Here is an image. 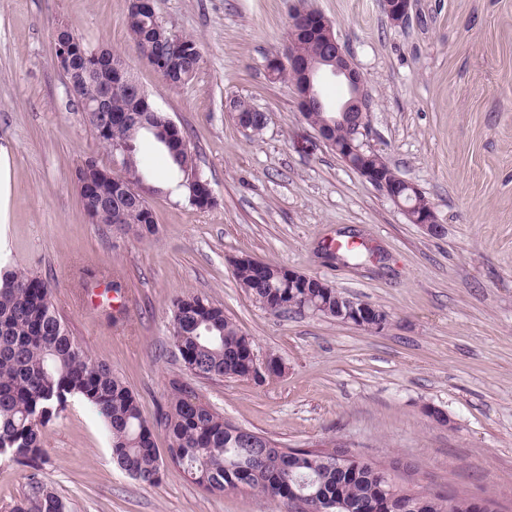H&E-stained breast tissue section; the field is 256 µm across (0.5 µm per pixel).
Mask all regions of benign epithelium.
<instances>
[{"mask_svg":"<svg viewBox=\"0 0 512 512\" xmlns=\"http://www.w3.org/2000/svg\"><path fill=\"white\" fill-rule=\"evenodd\" d=\"M411 0H382L384 12L395 24L403 22L409 13ZM79 56H86L79 40H55V63L58 69L67 75L73 74V64ZM266 68L271 77H279V71L287 70L289 84L297 97L302 114L309 112H330L324 128L317 129L319 137L362 178L386 193L396 204L403 207L409 221L423 226L436 234L441 230L438 215L434 207L425 199L417 187L402 179L398 182L388 180L384 162L380 157L363 149L359 142L362 128L368 122L370 101L364 89V77L351 62L348 52L336 37L334 24L321 12L305 7V0H299L290 17L288 29V54L267 61ZM328 72L341 79L348 87V97L336 108H327L318 91V77ZM92 82L88 93L77 97L80 109L86 121L106 131L113 123L131 131L154 129L155 116L160 109L149 95L125 70L112 66L91 67L87 70ZM125 85L134 93L133 108L127 112L112 113L109 109L112 90ZM160 130L164 131L169 142L185 152H190L189 144L181 135L179 127L169 118H163ZM129 142L111 141L110 152L118 168L107 170L112 182L116 184L115 195H102L93 188L91 180L81 177L79 190L87 215L94 219L97 214L112 210V198L125 204L148 208V197L153 194L151 187L144 182H132L126 178L123 160L128 152ZM181 184L187 188L190 197L204 205L216 202L209 183L202 179L196 168H184ZM327 288L323 280L288 270L290 288ZM336 320L353 324L364 329L381 331L388 322V315L375 305L353 301L336 294ZM252 381L264 384L279 377L284 370L280 361H272V356L263 358L252 353Z\"/></svg>","mask_w":512,"mask_h":512,"instance_id":"7a95c632","label":"benign epithelium"}]
</instances>
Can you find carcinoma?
Wrapping results in <instances>:
<instances>
[{"instance_id":"carcinoma-1","label":"carcinoma","mask_w":512,"mask_h":512,"mask_svg":"<svg viewBox=\"0 0 512 512\" xmlns=\"http://www.w3.org/2000/svg\"><path fill=\"white\" fill-rule=\"evenodd\" d=\"M129 34L138 51L157 46L155 32L127 18ZM184 67L167 74L174 86L188 82L202 62L201 47L183 37ZM130 138L127 170L140 175L137 140ZM124 232L138 238L155 235L151 214L135 208L123 213ZM233 275L266 310L285 314L303 309L299 299L288 307L286 268L268 263L259 271L236 263ZM316 295L336 317V290L298 289L299 295ZM51 289L37 276L0 267V449L22 451L34 461L41 454V426L63 409L68 399L79 397L105 422L115 465L147 485L158 483L164 463L154 442L153 425L142 416L135 394L106 363L93 359L71 336L51 304ZM174 347L192 375L220 379H250L253 342L224 309L198 294L178 298L172 309ZM170 401L156 424L171 440L170 450L184 475L212 493L247 492L292 512H397L407 490L348 448L331 440L321 448L275 447L255 450L237 426L224 419L189 384L174 380ZM469 493L441 494L422 488L412 491L407 512H471ZM11 512H67L65 502L42 483L17 500Z\"/></svg>"}]
</instances>
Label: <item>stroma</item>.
<instances>
[{
	"label": "stroma",
	"mask_w": 512,
	"mask_h": 512,
	"mask_svg": "<svg viewBox=\"0 0 512 512\" xmlns=\"http://www.w3.org/2000/svg\"><path fill=\"white\" fill-rule=\"evenodd\" d=\"M131 0H0V154L9 164L0 264L46 281L69 333L133 391L143 417L165 410L169 384L189 383L235 425L291 448L329 440L398 463L417 485L491 497L512 512V0H412L406 24L381 0H308L334 21L363 73L370 121L360 140L415 184L443 230L432 235L349 168L302 117L268 58L285 51L297 0H154L203 62L173 87L140 58ZM66 26L94 50L121 54L134 79L186 133L217 199L191 206L151 139L140 164L157 186L150 238L118 234L84 213L76 171L112 167L54 60ZM247 101L267 124L254 134L228 103ZM353 235L382 265L325 258ZM249 256L311 275L375 304L369 332L308 311L273 314L236 282ZM206 296L285 366L275 381L210 380L174 356L170 309ZM448 416L439 424L428 414ZM34 466L0 456V512L32 482L69 512H288L244 493H211L174 467L145 485L112 462L103 420L69 399L42 429Z\"/></svg>",
	"instance_id": "obj_1"
}]
</instances>
